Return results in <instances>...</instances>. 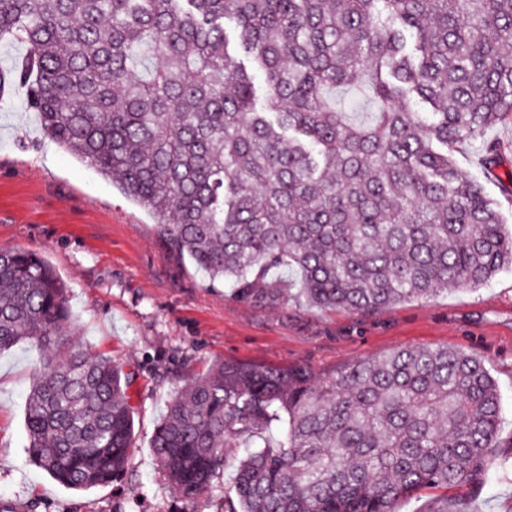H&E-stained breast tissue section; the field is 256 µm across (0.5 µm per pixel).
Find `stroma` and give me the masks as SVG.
<instances>
[{
	"instance_id": "obj_1",
	"label": "stroma",
	"mask_w": 512,
	"mask_h": 512,
	"mask_svg": "<svg viewBox=\"0 0 512 512\" xmlns=\"http://www.w3.org/2000/svg\"><path fill=\"white\" fill-rule=\"evenodd\" d=\"M0 107V251L39 253L65 282L78 348L135 372V431L122 481L66 489L29 460L24 424L38 352L0 353V512H183L149 448L181 389L215 362L304 368L325 377L353 361L407 346L448 347L480 358L496 381L503 422L496 456L512 454V269L476 290H452L370 312L320 310L292 301L258 306L235 298L166 243L155 216L42 130L27 89L6 86ZM512 154V123L488 128L454 152L458 169L497 199L512 231V200L486 176V143ZM512 512V482L491 479L423 488L397 512Z\"/></svg>"
}]
</instances>
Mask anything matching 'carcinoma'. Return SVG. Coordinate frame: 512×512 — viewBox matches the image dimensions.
Instances as JSON below:
<instances>
[{"label":"carcinoma","mask_w":512,"mask_h":512,"mask_svg":"<svg viewBox=\"0 0 512 512\" xmlns=\"http://www.w3.org/2000/svg\"><path fill=\"white\" fill-rule=\"evenodd\" d=\"M1 41L26 47L10 75L46 135L243 301L375 311L512 268L498 204L452 158L512 122V0H0ZM339 86L368 93L371 123L329 101ZM68 320L48 262L0 251V351L28 341L42 357L30 457L90 490L128 469L134 373L58 357ZM502 419L482 362L446 347L323 380L224 360L169 403L150 448L187 512L227 466V512H396L423 487L511 481L512 456L491 454Z\"/></svg>","instance_id":"carcinoma-1"}]
</instances>
